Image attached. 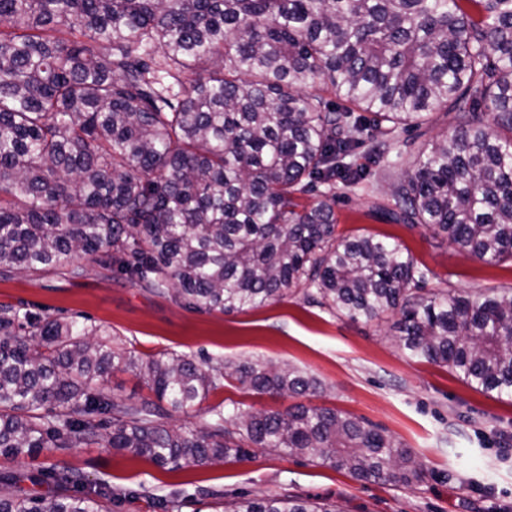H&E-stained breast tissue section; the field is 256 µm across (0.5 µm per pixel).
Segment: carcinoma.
Returning a JSON list of instances; mask_svg holds the SVG:
<instances>
[{"instance_id": "obj_1", "label": "carcinoma", "mask_w": 512, "mask_h": 512, "mask_svg": "<svg viewBox=\"0 0 512 512\" xmlns=\"http://www.w3.org/2000/svg\"><path fill=\"white\" fill-rule=\"evenodd\" d=\"M474 2L484 18L460 0H0V276L95 254L208 312L302 284L353 320L399 313L410 356L512 398V288L426 291L431 271L397 242L336 232L330 194L338 177H367L358 149L379 160L390 139L453 110L454 137L410 154L394 205L376 212L483 262L512 260V0ZM321 186L298 208L296 193ZM118 369L155 399L115 401L102 383ZM228 378L273 396L320 388L289 364L142 358L100 324L0 306V457L104 441L178 469L241 459L245 436L361 480L424 477L408 449L332 409L222 402L205 429L163 422L165 406L188 413ZM24 480L62 492L31 495ZM112 499L66 467L0 474V512H110ZM221 505L341 512L288 493Z\"/></svg>"}]
</instances>
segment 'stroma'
I'll list each match as a JSON object with an SVG mask.
<instances>
[{"mask_svg":"<svg viewBox=\"0 0 512 512\" xmlns=\"http://www.w3.org/2000/svg\"><path fill=\"white\" fill-rule=\"evenodd\" d=\"M361 187L336 183L337 230L398 241L434 274L430 287L448 281L468 293L512 286V262L487 264L450 243L445 234L392 224L375 212L390 205L389 187L401 165L368 163ZM85 267L17 271L0 278V305H23L52 316H82L107 326L114 348L141 357L185 355L199 364L265 360L294 366L323 385L319 407L356 418L408 448L425 467L422 481L395 486L352 477L309 458L251 450L241 461L186 465L176 470L103 444L46 448L36 458H0V472L68 467L86 485L111 487L112 512H162L159 502L178 493L181 512H220L208 490L225 497L288 491L343 512H512V400L474 391L447 368L410 357L399 345L398 314L365 322L296 293L240 312H199L172 296H155L125 275L102 270L93 256L72 257ZM231 399L243 409L282 411L289 396L247 393L231 382L211 392L195 411L166 418L172 427L202 429L210 407Z\"/></svg>","mask_w":512,"mask_h":512,"instance_id":"stroma-1","label":"stroma"}]
</instances>
